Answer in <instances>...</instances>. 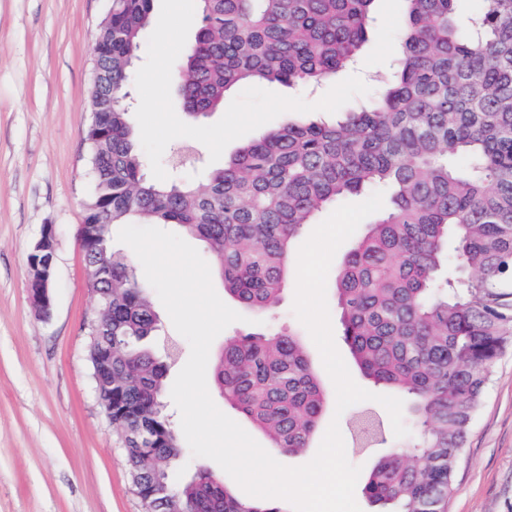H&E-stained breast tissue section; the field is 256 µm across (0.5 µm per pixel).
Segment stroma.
<instances>
[{
	"label": "stroma",
	"instance_id": "stroma-1",
	"mask_svg": "<svg viewBox=\"0 0 512 512\" xmlns=\"http://www.w3.org/2000/svg\"><path fill=\"white\" fill-rule=\"evenodd\" d=\"M111 0H0V512H144L133 493L120 431L98 404L84 322L94 306L77 230L92 184L85 131L95 41ZM377 30L352 73L378 89L396 52L398 0H377ZM57 236L43 318L27 292L28 257L43 225ZM158 350L190 346L158 295ZM328 402L348 461L370 469L386 445L354 448L348 414ZM446 512H512V341L458 458Z\"/></svg>",
	"mask_w": 512,
	"mask_h": 512
}]
</instances>
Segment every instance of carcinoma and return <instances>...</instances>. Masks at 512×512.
Here are the masks:
<instances>
[{"label": "carcinoma", "mask_w": 512, "mask_h": 512, "mask_svg": "<svg viewBox=\"0 0 512 512\" xmlns=\"http://www.w3.org/2000/svg\"><path fill=\"white\" fill-rule=\"evenodd\" d=\"M178 83L202 119L232 87L317 86L359 58L375 0H199ZM388 85L334 123L290 121L243 145L199 182L150 181L129 122L128 70L153 0H112L96 53L112 71V111L85 132L93 190L82 235L112 268L113 426L140 423L151 448L124 449L131 478L163 490V512H289L235 495L205 468L175 485L183 448L164 411L167 365L149 287L111 248L116 226L175 224L204 242L224 292L260 321L225 339L215 388L279 453L299 454L329 394L301 340L269 327L294 247L328 205L383 192L384 206L336 267L341 336L360 373L401 399L407 437L363 478L375 512H444L489 368L512 336V0H400ZM363 444L383 438L369 412Z\"/></svg>", "instance_id": "carcinoma-1"}]
</instances>
